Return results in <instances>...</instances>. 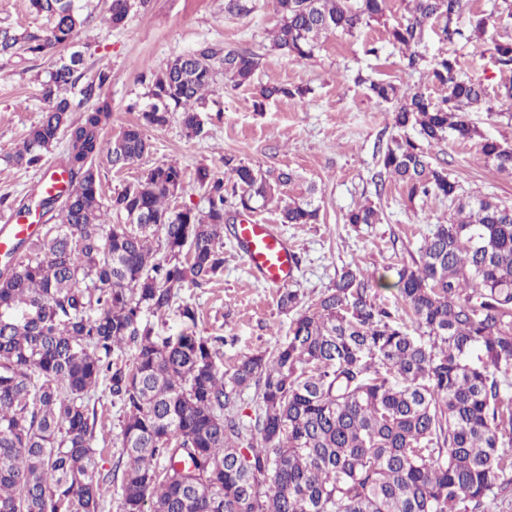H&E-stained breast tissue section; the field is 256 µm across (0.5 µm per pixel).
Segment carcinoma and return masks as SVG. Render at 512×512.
Returning <instances> with one entry per match:
<instances>
[{
  "label": "carcinoma",
  "mask_w": 512,
  "mask_h": 512,
  "mask_svg": "<svg viewBox=\"0 0 512 512\" xmlns=\"http://www.w3.org/2000/svg\"><path fill=\"white\" fill-rule=\"evenodd\" d=\"M81 2L29 0L50 27L0 28V55L36 59L68 45L86 21ZM409 2L408 17L388 29L408 67L422 62L417 46L433 20L449 42L485 44L489 16L472 15L463 30V0ZM274 3L272 47L301 62L321 39L383 20L388 0ZM132 7L111 0L112 26ZM253 9L252 0L225 4L233 16ZM494 52L508 74L502 96L512 98V41L494 43ZM81 64L79 54L56 62L41 120L12 156L39 167L62 137L68 179L40 201L55 223L19 242L0 270V512H100L106 487L93 446L97 411L89 409L100 385L123 413L120 512H494L495 489L506 488L498 480L512 472V206L461 194L425 148L477 137L485 159L512 173V145L469 118L492 111L483 84L451 55L431 62V82L447 91L438 101L357 78L393 109L380 183H401L411 201L446 200L453 214L435 224L412 263L396 268L403 307L376 303L372 280L357 267L310 301L284 287L280 308L296 312L288 339L226 368L195 332L194 307H178L185 328L175 336L155 334L142 313L163 315L185 284L222 275L224 225L266 207L296 176L229 157L235 201L224 195V179L199 166L207 210L176 211L170 199L185 170L165 162L102 203L96 161L112 118L103 94L111 74L98 68L74 103L63 93L81 78ZM260 64L250 50L218 44L177 56L154 75L138 121L113 140L112 167L140 160L150 148L143 128L164 127L174 115L189 135L202 133L199 106L215 76L250 86ZM310 93L266 84L256 105ZM319 212L311 187L289 198L279 221L315 224ZM381 215L368 202L344 220L379 224ZM252 387L257 408L244 416L239 403Z\"/></svg>",
  "instance_id": "cac0c4a2"
}]
</instances>
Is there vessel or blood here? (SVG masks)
Returning a JSON list of instances; mask_svg holds the SVG:
<instances>
[{
	"mask_svg": "<svg viewBox=\"0 0 512 512\" xmlns=\"http://www.w3.org/2000/svg\"><path fill=\"white\" fill-rule=\"evenodd\" d=\"M37 233V225L22 223L12 215L0 216V254ZM235 237L252 273L262 284L281 287L288 283L293 274L294 252L274 225L247 219L236 225Z\"/></svg>",
	"mask_w": 512,
	"mask_h": 512,
	"instance_id": "obj_1",
	"label": "vessel or blood"
}]
</instances>
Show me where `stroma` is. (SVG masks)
I'll return each mask as SVG.
<instances>
[{
	"instance_id": "stroma-1",
	"label": "stroma",
	"mask_w": 512,
	"mask_h": 512,
	"mask_svg": "<svg viewBox=\"0 0 512 512\" xmlns=\"http://www.w3.org/2000/svg\"><path fill=\"white\" fill-rule=\"evenodd\" d=\"M110 0H90L88 21L69 49H55L37 60L0 57V196L37 198L39 186L58 168L66 148L58 140L40 168L15 165L11 156L44 107L43 85L55 61L71 50L81 53L85 76L107 65L111 79L105 94L112 101V119L102 133L104 153L97 160L102 195L139 179L162 162L175 161L187 175L171 199L172 207L202 210L208 193L196 183V167L205 165L223 174L231 157L264 170L289 168L300 177L292 196L309 186L320 191L321 212L315 224H282L275 208L257 210L260 223L277 225L296 253L297 268L290 283L305 298L314 299L332 287L347 266H357L375 282L373 298L395 302V269L416 257L431 234L437 218L446 216L447 204L435 199L408 201L394 182L376 189L372 177L378 169V151L393 131L391 108L371 97L366 86L355 84L357 72L375 79L422 89L433 98L443 95L428 76L427 63L450 53L462 72L481 81L494 99L493 113L475 112L471 118L484 132L512 144V99L499 93L502 74L489 50L478 51L465 41L443 40L438 24H428L418 46L425 62L418 70L404 67L399 50L386 44V28L407 13L404 0H389L384 22L371 23L352 36L324 39L314 56L302 63L272 50L268 33L278 21L273 0H255L253 12L231 17L224 0H139L125 23H108ZM383 46L380 56L366 54L369 44ZM205 44L240 46L261 54L253 86L231 89L217 83L200 107L204 122L199 136L187 137L178 118L161 128H145L150 151L123 169L112 168L105 152L121 128L136 121L147 103L152 73L164 69L175 57ZM312 87L308 98L280 99L253 106L254 89L270 84ZM434 159L448 163V172L461 190L481 192L512 204V175L498 173L480 154L474 142L445 141L430 146ZM379 202L383 221L351 225L344 215L350 208ZM278 289L265 287L249 270L232 236L224 238V273L201 285L188 284L181 301L197 307L195 331L215 339L225 362L265 349L288 338L291 321L279 306ZM100 428L94 446L98 470L111 476L113 491L101 512H117L116 491L121 477L115 466L121 452L122 412L109 399L97 402Z\"/></svg>"
}]
</instances>
